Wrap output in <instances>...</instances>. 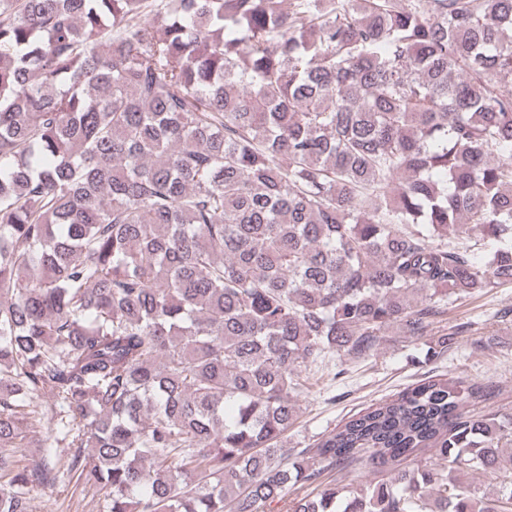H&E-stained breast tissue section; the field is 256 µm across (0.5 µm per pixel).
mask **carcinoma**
<instances>
[{"label":"carcinoma","instance_id":"carcinoma-1","mask_svg":"<svg viewBox=\"0 0 512 512\" xmlns=\"http://www.w3.org/2000/svg\"><path fill=\"white\" fill-rule=\"evenodd\" d=\"M512 283V0H0V512H512L444 374L288 462L311 374ZM49 394L46 408L39 397ZM47 418L68 452L24 460ZM429 454V463L402 462ZM32 512H107L106 501L96 489L75 485L68 479L55 485L37 487L32 492Z\"/></svg>","mask_w":512,"mask_h":512}]
</instances>
